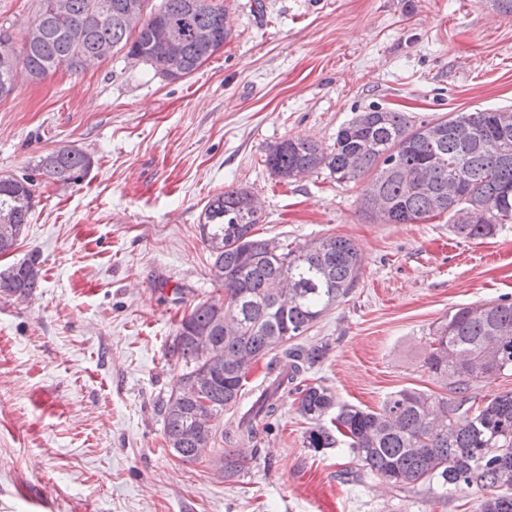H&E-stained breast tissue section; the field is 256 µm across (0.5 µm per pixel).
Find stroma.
I'll use <instances>...</instances> for the list:
<instances>
[{"label": "stroma", "mask_w": 512, "mask_h": 512, "mask_svg": "<svg viewBox=\"0 0 512 512\" xmlns=\"http://www.w3.org/2000/svg\"><path fill=\"white\" fill-rule=\"evenodd\" d=\"M224 12L223 48L180 81L118 54L19 79L0 99V176L62 147L94 160L76 186L36 177L13 256L38 252L42 285L0 298V512H475L472 491L442 506L352 479L346 447H306L292 392L230 478L221 447L173 456L158 409L181 375L167 355L176 324L214 295L197 224L227 186L260 201L255 234L343 236L361 255L352 293L302 339L327 348L306 383L371 410L407 387L446 395L424 366L430 334L458 308L512 300V223L483 240L444 215L373 224L364 182L287 183L264 152L294 136L332 147L371 105L416 124L512 109V15L493 0H224Z\"/></svg>", "instance_id": "35a3bbf8"}]
</instances>
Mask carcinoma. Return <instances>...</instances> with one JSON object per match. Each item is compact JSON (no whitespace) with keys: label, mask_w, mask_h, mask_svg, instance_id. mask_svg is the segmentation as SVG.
<instances>
[{"label":"carcinoma","mask_w":512,"mask_h":512,"mask_svg":"<svg viewBox=\"0 0 512 512\" xmlns=\"http://www.w3.org/2000/svg\"><path fill=\"white\" fill-rule=\"evenodd\" d=\"M39 0L21 46L0 60V98L10 95L19 73L34 81L57 72L68 55L77 73L111 54L150 65L168 81L195 72L224 46L220 0ZM101 8L107 16L89 30ZM143 14L140 28L124 13ZM181 41L180 55L167 54L162 34ZM264 163L283 181L326 170L338 182L367 179L363 214L380 224H415L446 214L458 235L481 239L512 222V110L456 112L418 126L404 112L372 107L357 112L327 149L304 137L267 145ZM94 161L64 147L40 157L36 171L49 180L78 185ZM34 180L0 176V256L12 253L29 224ZM198 224L211 258L217 295L182 316L168 356L182 364L177 393L161 401L166 443L184 462H196L217 438L245 445L252 421L272 417L276 395L325 356L326 347L295 343L323 314L355 288L361 256L350 240L325 236L292 245L253 233L263 214L245 187L224 188L209 199ZM43 279L39 256L0 270V297H27ZM271 356L279 369L261 390L235 431H219L224 411L237 406L252 365ZM426 368L449 387L452 398L413 388L390 394L377 410L336 402L321 385L296 388L299 411L313 427L309 448L345 442L358 462L353 476L389 481L400 492L473 490L482 493L476 512H512V392L485 405L472 389L481 379L512 370V302L461 307L436 326ZM465 410L466 423L458 420Z\"/></svg>","instance_id":"1"}]
</instances>
